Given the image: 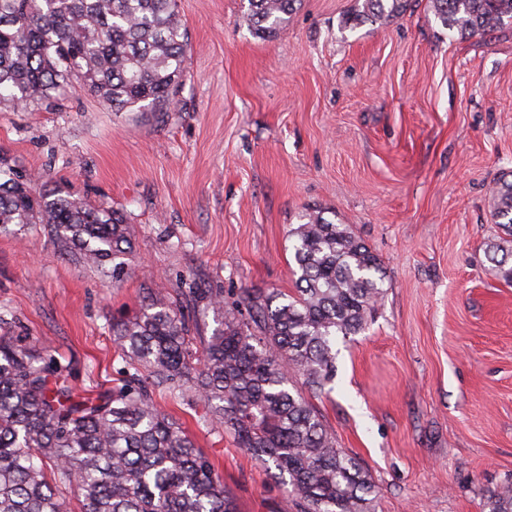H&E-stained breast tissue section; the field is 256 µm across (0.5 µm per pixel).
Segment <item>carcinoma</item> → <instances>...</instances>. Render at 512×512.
Returning <instances> with one entry per match:
<instances>
[{
	"label": "carcinoma",
	"mask_w": 512,
	"mask_h": 512,
	"mask_svg": "<svg viewBox=\"0 0 512 512\" xmlns=\"http://www.w3.org/2000/svg\"><path fill=\"white\" fill-rule=\"evenodd\" d=\"M250 32L273 37L301 0H247ZM408 0H361L353 31L406 10ZM434 18L462 37L512 30V0H430ZM188 33L177 0H0V103L30 106L77 81L114 112H161L186 71ZM507 238L490 246L512 284V181L492 187ZM291 231L296 288L212 305L220 326L193 347L170 294L112 325L132 371L94 397L76 395L68 369L25 336H0V512H238L193 435L157 408L143 372L174 390L193 383L298 512H374L378 487L336 446L314 395L336 378V339L354 336L384 295L379 258L346 224L319 211ZM42 224L61 255L116 280L133 249L122 214L60 187H36L0 157V232ZM248 317L241 318L239 306ZM483 512H512V480L489 491Z\"/></svg>",
	"instance_id": "cac0c4a2"
}]
</instances>
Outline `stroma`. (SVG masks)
I'll use <instances>...</instances> for the list:
<instances>
[{
  "label": "stroma",
  "mask_w": 512,
  "mask_h": 512,
  "mask_svg": "<svg viewBox=\"0 0 512 512\" xmlns=\"http://www.w3.org/2000/svg\"><path fill=\"white\" fill-rule=\"evenodd\" d=\"M356 0H302L270 39L247 0H178L190 49L164 116L115 112L73 88L0 106V155L47 187L122 213L123 278L60 256L42 225L0 232V335L70 369L74 393L119 384L112 325L148 291L179 296L195 336L212 296L295 288L302 214L350 225L385 293L337 343L315 398L336 442L379 488L375 512H482L512 479V285L487 245L490 188L512 174V31L462 38L410 0L385 24L341 30ZM195 437L239 512H280L285 488L236 447L190 385L154 391Z\"/></svg>",
  "instance_id": "stroma-1"
}]
</instances>
